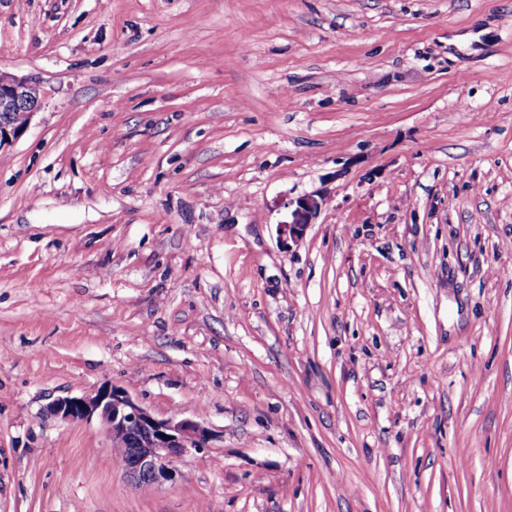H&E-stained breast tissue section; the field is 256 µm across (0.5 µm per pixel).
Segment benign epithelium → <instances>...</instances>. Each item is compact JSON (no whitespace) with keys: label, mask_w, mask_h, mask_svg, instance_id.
Listing matches in <instances>:
<instances>
[{"label":"benign epithelium","mask_w":512,"mask_h":512,"mask_svg":"<svg viewBox=\"0 0 512 512\" xmlns=\"http://www.w3.org/2000/svg\"><path fill=\"white\" fill-rule=\"evenodd\" d=\"M40 106L38 85L31 79L0 74V146L17 137L27 124L15 125L13 112L23 111L29 120ZM323 205V198L306 194L288 202V215L277 224L280 244L291 247L300 242ZM48 413L63 421L98 417L112 443H123L137 434L138 448L123 464L137 484H163L178 477L175 462L190 449L204 448L212 439L208 428L191 419H157L135 404L125 393L112 389L94 395L60 397L48 406Z\"/></svg>","instance_id":"1"}]
</instances>
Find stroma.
<instances>
[{
    "label": "stroma",
    "mask_w": 512,
    "mask_h": 512,
    "mask_svg": "<svg viewBox=\"0 0 512 512\" xmlns=\"http://www.w3.org/2000/svg\"><path fill=\"white\" fill-rule=\"evenodd\" d=\"M0 73V512H512V0H0ZM107 387L214 438L135 484ZM40 106L39 89L36 81L17 79L0 74V147L22 132L29 124L31 117ZM26 121L15 125L10 120L14 112L15 121ZM323 202V198L315 194L302 195L288 202V215L276 228L282 246L290 248L302 240Z\"/></svg>",
    "instance_id": "35a3bbf8"
}]
</instances>
